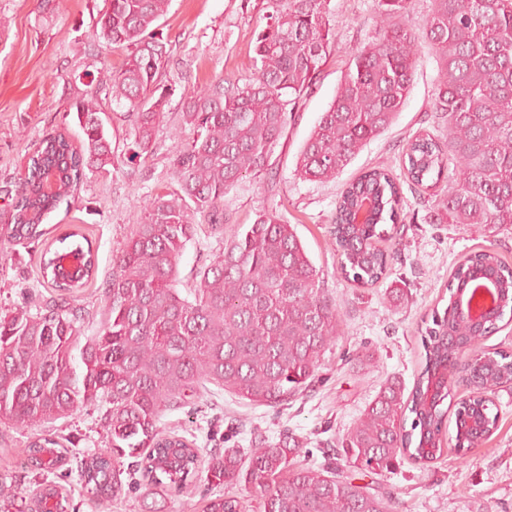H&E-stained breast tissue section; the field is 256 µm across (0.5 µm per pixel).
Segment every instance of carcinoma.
<instances>
[{"mask_svg": "<svg viewBox=\"0 0 512 512\" xmlns=\"http://www.w3.org/2000/svg\"><path fill=\"white\" fill-rule=\"evenodd\" d=\"M96 35L128 54L102 78L101 89L124 105L138 151L149 152L173 87L169 53L156 23L170 0H106ZM330 0H267V22L256 35L244 85L218 79L183 93L181 120L196 137L176 151L171 187L147 199L136 229L113 259L100 299V329L82 336L70 300L95 270L92 245L73 242L46 250L44 276L57 300L0 316V414L35 426L78 408L104 406L108 447L81 461L80 477L103 500L122 490L116 462L143 457L141 480L154 489L191 480L249 485L260 512H393L392 498L342 477L326 461L296 463L298 442L260 444L247 458L226 449L201 466L199 449L160 427L164 413L214 386L242 400L281 406L318 378L341 326L335 302L320 285L293 225L263 211L195 273L196 287L177 288V261L201 223L224 231V194L244 176L268 171L288 114L317 83L336 50ZM375 36L353 53L336 94L302 145L295 172L309 181L336 178L371 140L395 121L412 88L417 38L404 19L411 0H377ZM439 64L432 110L445 117L444 134L417 135L404 153L406 178L432 189L437 224L512 228V0H431L423 32ZM83 136L43 137L24 164L0 243L35 242L44 219L71 196L85 171L112 165V136L95 98L70 104ZM404 200L397 178L383 167L362 172L336 202L331 234L339 271L360 286L388 272L394 255L377 243L398 234ZM203 218L198 222L197 218ZM391 228H385V225ZM500 293L497 315L478 331L455 320L457 291L481 277ZM448 307L434 311L422 338L424 368L404 394L385 381L347 429L340 447L347 461L370 470L401 459L427 465L442 452L449 388L430 393L434 374L455 347L474 351L459 376L473 396L454 411L455 445L462 454L497 430L498 414L484 399L512 384V355L479 350L482 337L512 313V267L494 251L465 256L448 281ZM411 425H406L407 415ZM33 468L50 471L65 449L40 437L28 448ZM35 512H66L52 485L36 493ZM204 512H243L234 496L209 500Z\"/></svg>", "mask_w": 512, "mask_h": 512, "instance_id": "obj_1", "label": "carcinoma"}]
</instances>
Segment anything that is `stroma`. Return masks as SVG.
<instances>
[{
  "label": "stroma",
  "mask_w": 512,
  "mask_h": 512,
  "mask_svg": "<svg viewBox=\"0 0 512 512\" xmlns=\"http://www.w3.org/2000/svg\"><path fill=\"white\" fill-rule=\"evenodd\" d=\"M105 0H62L43 7L41 0H0V224L7 218L11 197L26 158L46 134L82 132L69 106L82 99L103 68L119 69L124 51L105 48L93 33ZM330 25L336 52L325 63L316 86L289 118L275 147L266 175L246 176L224 196L229 222L223 235L203 231L189 242L178 261L181 288L194 287L198 268L222 251L225 238L239 225L253 223L262 211H276L294 224L310 259L320 272L326 294L341 316L340 334L320 380L308 396L283 407L254 405L217 389L200 399L166 412L164 427L193 442L202 456L227 448L273 445L287 435L302 449L298 464H318L326 449L336 447L348 427L373 401L381 384L399 379L413 387L424 365L422 333L434 309L448 304V280L462 257L491 249L512 265V231H485L477 224H431L428 190L404 181L402 152L408 136L439 134L444 124L431 103L438 65L421 33L430 0H414L406 23L418 33L413 85L391 128L371 140L331 181H307L295 174L297 154L332 102L349 54L372 36L376 0H331ZM267 0H171L159 30L168 41L167 78L174 94L148 154L135 156L133 138L122 109L110 98L99 105L112 120V167L91 172L73 197L44 221L47 233L39 241L9 245L0 259V312L35 301L45 303L56 293L41 275L46 248L81 230L96 254V272L79 294L76 305L86 311L85 335H96L99 323L91 314L112 278V257L132 236L139 201L163 194L178 147L194 131L180 119L183 92L208 85L216 78L245 83V67L257 32L266 23ZM384 164L401 178L408 220L388 246L397 255L386 279L361 288L336 270L337 256L330 234L336 201L344 182L366 168ZM404 289V303L389 298ZM494 402L498 428L466 455L444 441L440 457L422 468L399 461L376 473L350 467L337 459L341 474L356 484L388 493L394 512H512V385L497 388ZM52 435L68 450L69 462L43 473L27 467V448L37 436ZM100 411L79 409L66 417L28 426L0 416V512H30L32 494L43 482L57 485L69 503L68 512H203L219 495L235 496L258 512L245 486L195 482L182 489L149 492L138 479L123 476V491L109 501L89 494L76 470L77 460L107 445Z\"/></svg>",
  "instance_id": "stroma-1"
}]
</instances>
